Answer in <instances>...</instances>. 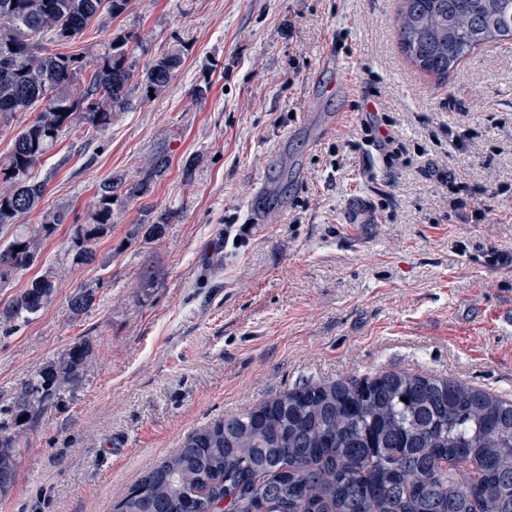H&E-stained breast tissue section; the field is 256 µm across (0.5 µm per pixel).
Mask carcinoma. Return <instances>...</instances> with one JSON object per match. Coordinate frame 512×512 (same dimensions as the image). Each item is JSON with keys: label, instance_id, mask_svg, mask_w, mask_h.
I'll return each mask as SVG.
<instances>
[{"label": "carcinoma", "instance_id": "obj_1", "mask_svg": "<svg viewBox=\"0 0 512 512\" xmlns=\"http://www.w3.org/2000/svg\"><path fill=\"white\" fill-rule=\"evenodd\" d=\"M128 0H0V117L37 116L0 159V278L40 261L42 238L67 210H45L23 224L44 196L31 177L59 136L82 119L97 130L125 110L135 88L162 94L181 64L173 46L139 64L117 36L93 58L52 45L81 35L101 11L124 12ZM399 44L421 71L445 79L464 57L492 40L512 39V0H402ZM41 36L45 41L34 42ZM168 167L164 154L125 197L145 196ZM116 185L101 184L96 204L76 225L73 261L94 257L112 226ZM20 251H15V248ZM61 271L36 277L0 310L9 333L52 299ZM95 289L70 297L72 316L95 301ZM94 354L73 343L24 381L0 408V496L15 486L19 417L37 419L77 387ZM512 512V401L451 378L385 373L374 378L303 384L258 407L188 434L149 470L116 512Z\"/></svg>", "mask_w": 512, "mask_h": 512}]
</instances>
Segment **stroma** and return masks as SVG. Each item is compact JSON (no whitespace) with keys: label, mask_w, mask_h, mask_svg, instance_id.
I'll return each mask as SVG.
<instances>
[{"label":"stroma","mask_w":512,"mask_h":512,"mask_svg":"<svg viewBox=\"0 0 512 512\" xmlns=\"http://www.w3.org/2000/svg\"><path fill=\"white\" fill-rule=\"evenodd\" d=\"M400 6L129 0L58 44L90 58L131 34L139 62L183 53L162 95L133 90L109 127L74 125L32 172L68 218L0 282V308L47 266L66 274L0 331V406L74 341L96 353L57 410L16 427L0 512H113L189 433L307 382L406 372L512 399V326L492 317L512 309V40L439 81L403 53ZM368 123L400 140L398 159L367 148ZM156 153L165 174L73 263L100 184L142 179ZM354 197L370 223L345 224ZM161 212L164 236L140 242ZM86 284L96 299L72 317Z\"/></svg>","instance_id":"obj_1"}]
</instances>
